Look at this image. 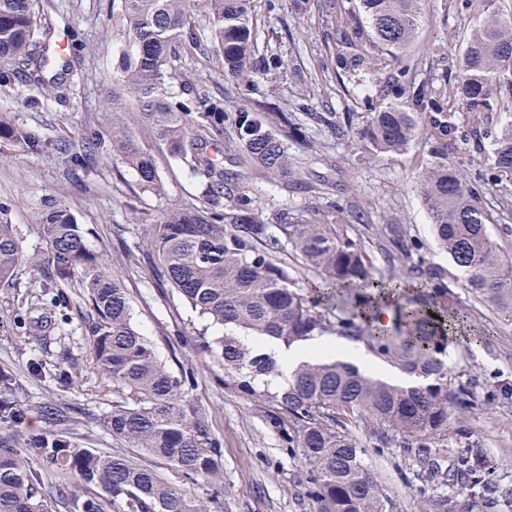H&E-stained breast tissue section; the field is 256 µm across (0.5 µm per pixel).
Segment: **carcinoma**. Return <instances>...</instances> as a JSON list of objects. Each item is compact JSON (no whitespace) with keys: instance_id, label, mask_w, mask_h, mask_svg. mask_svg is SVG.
Segmentation results:
<instances>
[{"instance_id":"cac0c4a2","label":"carcinoma","mask_w":512,"mask_h":512,"mask_svg":"<svg viewBox=\"0 0 512 512\" xmlns=\"http://www.w3.org/2000/svg\"><path fill=\"white\" fill-rule=\"evenodd\" d=\"M252 0H123L124 34L129 51L113 72L106 107L112 112L110 154L133 169L141 189L164 193L155 156L136 142L146 129L167 153L183 161L197 180L204 206L188 205L155 225L151 263H160L171 287L217 336L202 329L194 336L198 353L224 364V386L253 400L266 427L283 447L308 466L310 494L317 512H386L389 499L372 478L365 448L355 435L359 425L382 446L399 444L424 462L431 450L448 445V423L471 412L476 379L448 367V346L461 334L468 312L448 301L447 271L431 262L420 241L398 225L381 239L377 225L360 224L358 238L344 224L292 223L284 212L264 217L252 197L226 187L217 154L226 147L261 172L285 184L297 182L287 141L312 147L289 113L261 103L226 117L223 103L206 90L185 85L171 91L175 61L219 62L224 76L250 85L280 69L281 60L254 59ZM483 0L485 19L463 41L455 68L422 74L412 50L430 0H358L336 9L329 2L330 32L325 49L348 71H364L394 87L398 101L367 103L365 124L354 113L335 117L311 112L318 126L338 136L354 135L364 153H405L421 139L417 185L430 215L432 232L462 272L472 298L512 325V262L490 235V217L479 190L448 164V152L466 144L457 113L508 109L512 96V17ZM37 0H0V61L24 58L37 63ZM211 23V41L202 42L196 18ZM492 149L485 179L505 197L512 195V125L488 131ZM22 142L41 152L50 140L0 114V143ZM69 158L68 175H87L96 163L89 144L61 142ZM229 203H224V198ZM0 205V285H10L28 265L40 275V295L18 324L25 335L46 339L57 328L58 309L69 306L64 287L79 289L84 335L97 374L134 405L112 403L103 425L115 439L165 461L189 478L224 481V453L208 417L190 397L193 371L174 374L154 345L134 325L122 279L88 249L86 229L62 199H41L35 223L46 253L23 252L15 225ZM382 240L381 252L399 260L415 276L411 282L384 281L373 273L365 243ZM294 253L317 281L297 288ZM392 302L393 327L368 319L382 295ZM341 336L367 348L381 362L416 379L399 385L383 374H367L340 358L301 363L276 388L274 357L242 341L269 336L286 347L324 336ZM31 408L0 393V512H49L53 498L72 512H105L100 496H74L58 486L46 493L18 453H27L51 471L75 475L128 512H210L207 502L170 486L148 466L93 448H77L62 436L74 409L47 398L36 406L41 426L29 425ZM492 465L479 448L457 453L446 474L448 486L474 492L487 510L499 506L489 478Z\"/></svg>"}]
</instances>
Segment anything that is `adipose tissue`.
I'll return each instance as SVG.
<instances>
[{"mask_svg": "<svg viewBox=\"0 0 512 512\" xmlns=\"http://www.w3.org/2000/svg\"><path fill=\"white\" fill-rule=\"evenodd\" d=\"M262 345L278 361L282 373H290L294 366L303 360L341 356L358 366L361 370L373 374L380 372L379 362L362 346L354 345L341 338L315 339L301 347H285L273 339H263Z\"/></svg>", "mask_w": 512, "mask_h": 512, "instance_id": "obj_1", "label": "adipose tissue"}]
</instances>
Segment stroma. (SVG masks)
Wrapping results in <instances>:
<instances>
[{"label": "stroma", "mask_w": 512, "mask_h": 512, "mask_svg": "<svg viewBox=\"0 0 512 512\" xmlns=\"http://www.w3.org/2000/svg\"><path fill=\"white\" fill-rule=\"evenodd\" d=\"M257 3V55L281 57L288 64L286 73L270 75L244 90L225 78L218 64L189 62L178 68L173 92H180L187 81L199 84L220 98L228 113L273 102L292 113L299 124H306L310 112L363 116L364 99L377 96L379 85L364 72L341 70L327 57L325 0H306L302 5L297 0ZM121 14L122 0H39L37 22L50 38L38 43L34 52L46 55L50 63L41 70L30 63L14 64L11 84L0 86V112L54 140L84 143L105 136L111 125L105 98L112 89L118 57L126 48ZM479 20L477 13L432 0L415 52L423 68L438 70L455 62L461 37ZM457 121L468 141L463 150L450 153L448 161L474 182L483 173L490 150L486 130L511 124L512 111L489 112L477 121L461 112ZM307 132L315 144L314 155L303 156L307 188L277 186L229 152L224 169L232 178V189L251 195L263 213L284 209L296 221L345 224L352 237L361 211L375 224L405 225L421 241L427 258L447 268L452 302L467 306L470 313L469 336L449 347L448 361L456 370L478 376L479 382L474 408L465 420L467 436L449 433L447 447L433 450L429 465L448 471L458 451L478 446L493 463L491 480L503 495L512 494V325L498 321L487 308L471 307L463 280L434 240L414 178L421 142H414L401 155H373L360 153L354 140L329 130L308 126ZM157 161L165 189L160 196L142 191L137 174L113 163L108 152H100L83 184L67 179L65 155L52 149L34 153L22 144L7 143L0 146V202L10 205V220L29 254L46 249L31 222L33 202L51 195L70 205L88 230V248L103 254L112 269L122 274L133 319L155 344L159 358L171 369L183 366L194 371L192 398L208 415L224 451L222 486L200 477L187 478L164 461L140 455L138 449L112 438L102 420L111 412L116 395L94 370L80 326L77 289H68L71 306L50 342H27L16 320L37 274L26 267L13 286L0 287V366L12 368L20 382L13 395L31 408L48 397L74 408L78 415L66 431L73 444L125 455L153 467L177 490L209 501L212 512H316L305 464L282 448L253 402L225 389L223 364L197 354L193 336L201 329L216 335V328H205L190 305L164 285L162 269L152 267L145 258L153 224L165 213L195 202L197 196L196 180L183 162L162 154ZM481 195L492 218L490 232L504 256L512 259V202L502 201L487 184ZM327 197L336 200L339 213L324 210ZM65 355L75 362L79 376L77 386L70 389L54 381ZM35 359L43 363L37 375L30 371ZM366 459L390 500V512H443L445 498L456 502V512H470L469 492L426 480L420 463L405 449L370 445Z\"/></svg>", "instance_id": "35a3bbf8"}]
</instances>
